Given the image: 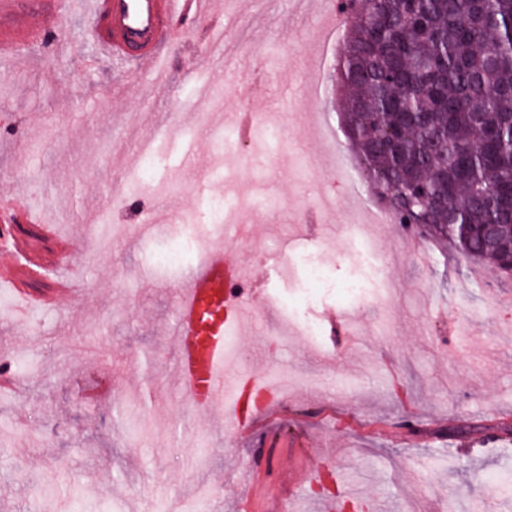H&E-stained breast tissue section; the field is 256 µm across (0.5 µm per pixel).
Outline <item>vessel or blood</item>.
I'll return each instance as SVG.
<instances>
[{"instance_id":"vessel-or-blood-1","label":"vessel or blood","mask_w":512,"mask_h":512,"mask_svg":"<svg viewBox=\"0 0 512 512\" xmlns=\"http://www.w3.org/2000/svg\"><path fill=\"white\" fill-rule=\"evenodd\" d=\"M90 35L101 56L116 65L157 66L165 46L185 35L188 20L209 15V0H84ZM61 15L60 0H0V60H16L50 40ZM68 239L41 220L27 198L0 203V284L10 286L23 308L55 302L62 294L58 275ZM241 266L226 249L214 247L189 269L180 289L170 336L173 368L187 404L199 414L228 410L234 432L250 430L262 404H274L273 390L251 375L230 372L227 330L255 304L238 287ZM49 291L34 292V281Z\"/></svg>"}]
</instances>
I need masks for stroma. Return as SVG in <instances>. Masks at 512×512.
<instances>
[{"label": "stroma", "mask_w": 512, "mask_h": 512, "mask_svg": "<svg viewBox=\"0 0 512 512\" xmlns=\"http://www.w3.org/2000/svg\"><path fill=\"white\" fill-rule=\"evenodd\" d=\"M211 9L168 50L160 83L99 57L75 5L59 31L67 54L37 47L0 64V193L26 194L70 237L75 286L32 319L0 314V362L16 361L20 387L0 397V512H207L215 497L239 512L248 495L285 512L291 488L295 512H328L336 492L373 512H512V488L494 482L512 479V276L380 224L384 300L352 305L337 287L352 273L348 193H372L362 172L344 183L330 156L343 136L336 32L295 0ZM176 113L193 119L195 154L168 137L151 182L133 179L135 142ZM218 195L225 224L249 230L227 252L246 295L304 288L278 259L291 244L336 282L309 306L324 356L276 309L235 327L245 370L298 381L244 437L194 416L169 369L181 273L155 269L148 241L107 230L179 215L177 239L200 237ZM104 377L107 398L84 402ZM476 442L487 451L464 455ZM260 455L271 467L249 481Z\"/></svg>", "instance_id": "stroma-1"}]
</instances>
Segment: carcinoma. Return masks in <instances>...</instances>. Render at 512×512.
Returning a JSON list of instances; mask_svg holds the SVG:
<instances>
[{
    "instance_id": "1",
    "label": "carcinoma",
    "mask_w": 512,
    "mask_h": 512,
    "mask_svg": "<svg viewBox=\"0 0 512 512\" xmlns=\"http://www.w3.org/2000/svg\"><path fill=\"white\" fill-rule=\"evenodd\" d=\"M352 2L336 107L374 195L398 223L500 265L512 256V0Z\"/></svg>"
}]
</instances>
